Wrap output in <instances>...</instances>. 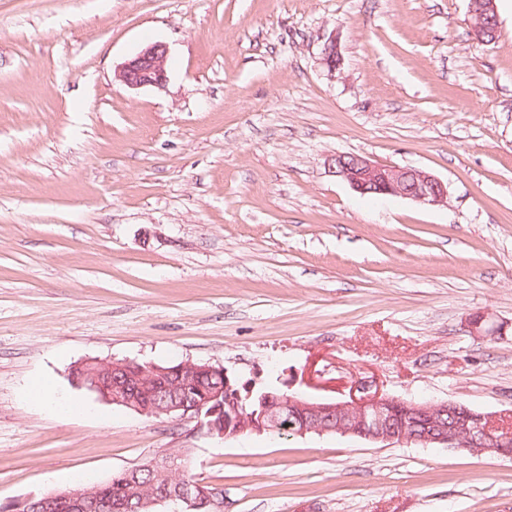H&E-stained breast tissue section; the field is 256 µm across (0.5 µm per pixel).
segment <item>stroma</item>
I'll return each mask as SVG.
<instances>
[{
  "mask_svg": "<svg viewBox=\"0 0 512 512\" xmlns=\"http://www.w3.org/2000/svg\"><path fill=\"white\" fill-rule=\"evenodd\" d=\"M496 4L486 45L469 0H0V504L186 448L224 512H512V458L224 440L71 381L91 360H189L512 427V7ZM151 42L168 82L129 89L115 73ZM337 152L427 171L448 202L359 195L330 175ZM38 375L84 414L28 403Z\"/></svg>",
  "mask_w": 512,
  "mask_h": 512,
  "instance_id": "1",
  "label": "stroma"
}]
</instances>
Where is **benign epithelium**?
I'll return each mask as SVG.
<instances>
[{
	"label": "benign epithelium",
	"mask_w": 512,
	"mask_h": 512,
	"mask_svg": "<svg viewBox=\"0 0 512 512\" xmlns=\"http://www.w3.org/2000/svg\"><path fill=\"white\" fill-rule=\"evenodd\" d=\"M473 34L479 43L496 39L499 18L496 0H471ZM168 47L160 42L143 47L125 61L116 78L126 87L162 88L168 81ZM323 64L333 73L342 65L341 55L332 42L324 49ZM328 172L345 181L360 194L382 197H402L423 205H443L448 201V184L440 178L417 168L397 167L376 163L369 158L350 153H336L327 159ZM73 374L79 386L92 389L104 388V376H124L127 383L107 389V400L146 416L161 415L196 420L197 430L224 440L241 435L265 433L272 426L284 422L297 436L308 433H336L382 443H420L460 448L473 455L512 457V434L500 433L493 416L476 412L451 401L404 400L380 392H370L363 386V393L351 400H314L293 393L277 392L266 395L261 413L248 414L242 405L241 391L231 384L229 374H224V388L204 393L193 405H187L182 396L172 394L161 400L149 394L138 395V390L148 387L156 374L167 372L177 375L186 384L202 372L222 371L224 367L211 363L185 361L167 372L154 367L144 368L131 361H88L78 365ZM169 453L153 457L133 467V470L156 469L165 474L173 471ZM180 500L190 509L224 508L217 492L204 488V483L175 477L174 489L154 500ZM72 512H88L95 508L90 495L74 491L66 495L46 494L35 501L39 512H57L62 506Z\"/></svg>",
	"instance_id": "7a95c632"
}]
</instances>
